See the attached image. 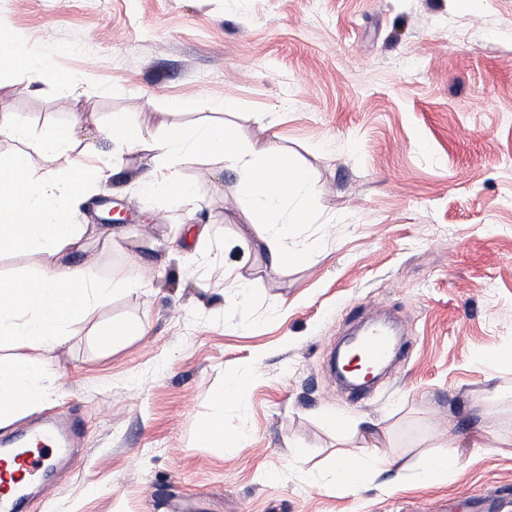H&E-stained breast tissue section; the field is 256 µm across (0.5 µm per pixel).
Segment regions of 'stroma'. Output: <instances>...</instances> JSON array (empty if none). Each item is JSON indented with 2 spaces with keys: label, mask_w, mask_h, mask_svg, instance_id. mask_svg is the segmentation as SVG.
<instances>
[{
  "label": "stroma",
  "mask_w": 512,
  "mask_h": 512,
  "mask_svg": "<svg viewBox=\"0 0 512 512\" xmlns=\"http://www.w3.org/2000/svg\"><path fill=\"white\" fill-rule=\"evenodd\" d=\"M1 31L75 81L0 71V103L28 129L0 157L22 151L52 174L65 160L41 153L40 132L76 116L93 129L123 112L154 139L217 120L312 172L295 238L318 243L271 265L222 159L180 161L201 190L188 204L141 194L151 154L100 143L118 173L75 206L89 231L72 263L145 286L26 349L52 391L0 436L60 415L85 424L83 464L57 460V495L29 512H475L477 498L512 512V368L490 362L512 354V0L467 13L456 0H0ZM224 99L235 109L215 110ZM105 199L127 215L110 241ZM375 310L402 320L408 355L356 403L327 354ZM119 322L144 333L100 351L94 333ZM247 364L243 393L214 407ZM216 417L244 431L239 447L201 441ZM450 440L461 467L425 480ZM372 445L390 463L366 484H315Z\"/></svg>",
  "instance_id": "1"
}]
</instances>
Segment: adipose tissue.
Here are the masks:
<instances>
[{
    "label": "adipose tissue",
    "mask_w": 512,
    "mask_h": 512,
    "mask_svg": "<svg viewBox=\"0 0 512 512\" xmlns=\"http://www.w3.org/2000/svg\"><path fill=\"white\" fill-rule=\"evenodd\" d=\"M0 68L29 72L32 83L51 82L66 87L68 73L48 63L32 60L9 37L0 38ZM103 138L130 152L153 153L159 173L143 182L144 193L193 198L195 186L180 181L177 164L189 153L212 154L231 161L245 184L251 205L245 222L255 229L258 242L271 262L282 264L295 256L288 239L296 224L309 220L310 172L282 164L278 147L257 146L232 136L220 123H200L193 132L181 126L167 128L161 139H148L126 114L116 112L107 127L89 137L80 120L43 130L40 148L64 156L65 165L46 176L30 161L0 159V248L23 249L55 257L30 279L28 287H16L14 279L0 280V344L22 349L52 346L91 307L107 303L113 295L140 290L137 280L109 282L92 271L64 264L65 256L84 247L86 225L75 224L70 214L76 201L91 185L90 163L96 138ZM44 371L18 356L0 360V416L33 406L45 396ZM377 447L364 449L341 461L330 481L350 487L366 482L370 473L385 465Z\"/></svg>",
    "instance_id": "1"
}]
</instances>
